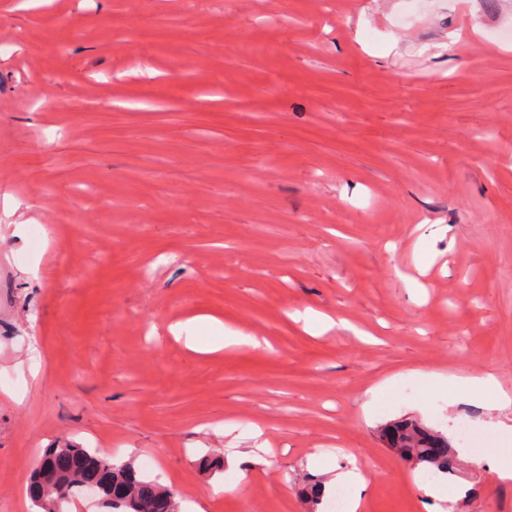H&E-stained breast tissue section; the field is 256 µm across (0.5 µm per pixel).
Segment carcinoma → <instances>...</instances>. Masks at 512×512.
Segmentation results:
<instances>
[{
    "label": "carcinoma",
    "mask_w": 512,
    "mask_h": 512,
    "mask_svg": "<svg viewBox=\"0 0 512 512\" xmlns=\"http://www.w3.org/2000/svg\"><path fill=\"white\" fill-rule=\"evenodd\" d=\"M389 430L394 444L409 450L407 459L433 474H455L448 456L433 451L435 444L447 443L442 435L410 419L390 423ZM44 456L54 461L55 472L48 477L33 473L31 495L46 512H56L60 503L78 496L91 480L100 485L102 505L109 512H177L174 491L140 475L132 462L114 464L76 446L48 448Z\"/></svg>",
    "instance_id": "cac0c4a2"
}]
</instances>
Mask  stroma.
Wrapping results in <instances>:
<instances>
[{
	"label": "stroma",
	"instance_id": "stroma-1",
	"mask_svg": "<svg viewBox=\"0 0 512 512\" xmlns=\"http://www.w3.org/2000/svg\"><path fill=\"white\" fill-rule=\"evenodd\" d=\"M507 29L512 0H0V512H41L56 444L151 459L179 512H311L351 457L358 512H426L379 437L407 417L467 451L447 512H512V405L421 380L512 393ZM202 315L270 347L192 352ZM453 378L458 380L460 392L464 396L484 403L489 409L512 404V397L503 390L493 373L483 372Z\"/></svg>",
	"mask_w": 512,
	"mask_h": 512
}]
</instances>
